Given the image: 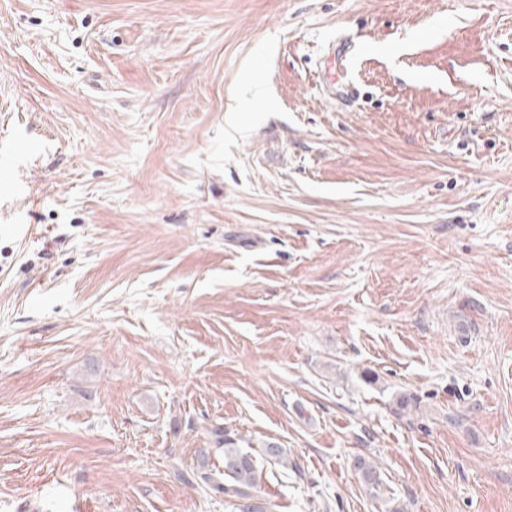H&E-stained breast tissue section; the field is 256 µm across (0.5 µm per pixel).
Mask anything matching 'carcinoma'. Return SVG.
<instances>
[{"label":"carcinoma","mask_w":512,"mask_h":512,"mask_svg":"<svg viewBox=\"0 0 512 512\" xmlns=\"http://www.w3.org/2000/svg\"><path fill=\"white\" fill-rule=\"evenodd\" d=\"M216 449L224 455V481L214 476H203L213 482V488L229 498L235 499L237 512H265L257 503V470L252 456L239 446L241 437L223 428L210 431ZM364 485L374 497H380L382 481L374 464L364 457L355 461Z\"/></svg>","instance_id":"1"}]
</instances>
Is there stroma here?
<instances>
[{"label":"stroma","mask_w":512,"mask_h":512,"mask_svg":"<svg viewBox=\"0 0 512 512\" xmlns=\"http://www.w3.org/2000/svg\"><path fill=\"white\" fill-rule=\"evenodd\" d=\"M214 427L512 512V0H0V512H232Z\"/></svg>","instance_id":"35a3bbf8"}]
</instances>
